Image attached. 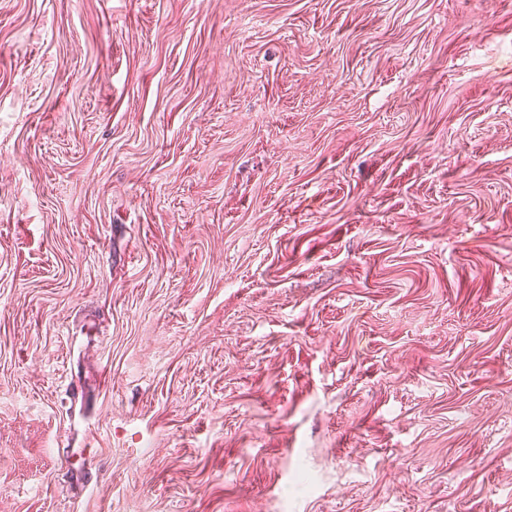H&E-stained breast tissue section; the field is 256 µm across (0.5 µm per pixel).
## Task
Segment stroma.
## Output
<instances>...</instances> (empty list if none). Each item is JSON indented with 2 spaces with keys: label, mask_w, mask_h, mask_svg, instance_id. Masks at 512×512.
<instances>
[{
  "label": "stroma",
  "mask_w": 512,
  "mask_h": 512,
  "mask_svg": "<svg viewBox=\"0 0 512 512\" xmlns=\"http://www.w3.org/2000/svg\"><path fill=\"white\" fill-rule=\"evenodd\" d=\"M0 512H512V0H0Z\"/></svg>",
  "instance_id": "35a3bbf8"
}]
</instances>
